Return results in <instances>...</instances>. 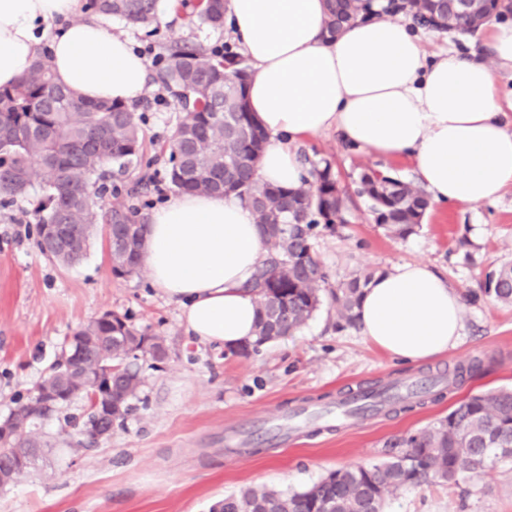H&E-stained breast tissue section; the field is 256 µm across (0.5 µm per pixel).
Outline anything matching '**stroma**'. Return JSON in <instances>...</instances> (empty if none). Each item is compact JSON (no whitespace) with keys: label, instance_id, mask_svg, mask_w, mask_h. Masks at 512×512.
Masks as SVG:
<instances>
[{"label":"stroma","instance_id":"1","mask_svg":"<svg viewBox=\"0 0 512 512\" xmlns=\"http://www.w3.org/2000/svg\"><path fill=\"white\" fill-rule=\"evenodd\" d=\"M103 24L130 36L149 63L173 38L211 47L234 43L231 26L214 30L190 22L166 2L150 27H131L117 17ZM416 33L429 56L449 47L465 56H492L479 33L421 27ZM130 108L144 118L145 159L163 171L180 107L151 81ZM299 157L304 164L330 160L347 188L369 167L416 180L409 162L353 149L333 132L309 137ZM38 201L33 192L0 206V419L19 397L31 394L73 332L104 312L125 316L145 335L163 337L168 356L162 362L147 354L133 360L143 385L110 438L88 445L78 434L75 424L87 411L82 397L43 422L45 445L25 474L0 487V512H209L215 501L242 489L303 490L332 471L387 460L390 439L445 417L473 394L512 388V304L484 291L489 275L512 262L511 188L491 205L432 206L421 227L405 238L374 224L358 198L344 227L317 233L314 247L331 282L423 262L460 292L459 345L420 365L392 359L358 328L337 326L327 306L293 335L246 355L197 343L181 326L177 306L151 287L148 271L113 275L103 228H96L87 256L71 267L48 260L33 239H17L15 222L35 223ZM475 360L481 371L406 411H382L336 431L310 417L301 434L281 447L265 436L233 454L224 446L226 425L273 430L279 418L335 407L349 391L444 379L455 366ZM385 512H512V466L391 494Z\"/></svg>","mask_w":512,"mask_h":512}]
</instances>
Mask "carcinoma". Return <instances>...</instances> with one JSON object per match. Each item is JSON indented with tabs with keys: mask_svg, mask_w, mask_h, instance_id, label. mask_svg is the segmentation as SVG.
Wrapping results in <instances>:
<instances>
[{
	"mask_svg": "<svg viewBox=\"0 0 512 512\" xmlns=\"http://www.w3.org/2000/svg\"><path fill=\"white\" fill-rule=\"evenodd\" d=\"M89 7L105 17H120L132 26H148L157 19L160 0H90ZM225 0L194 5L200 23L224 26ZM405 15H429L440 20L448 12L445 0H405ZM327 27L342 33L372 12V0H327ZM482 26L470 16H455L449 31L472 34ZM158 77L184 109L169 146L164 179L177 194L198 192L234 195L252 211L267 254L247 288L257 305L253 341L241 348H258L299 329L319 308L322 293L348 326L357 325L356 308L373 278L363 273L334 288L316 254V229L329 231L347 223L350 200L330 162L314 165L301 185L273 186L256 178L267 134L249 110L246 88L250 69L230 51L223 53L201 43L181 39L162 47ZM142 119L114 100L87 101L58 84L49 59L37 56L16 85L0 87V204L8 205L36 187L40 192L36 246L47 259L63 266L81 262L92 243L96 224H124L130 230L125 248L108 247L112 273H139L145 250V219L126 199L147 193L157 173L148 170L123 186L112 187V203L93 198L95 186L124 173L141 156ZM356 194L369 204L375 224L405 238L420 227L431 208L426 193L388 171L368 168L358 177ZM47 224H64L70 245L53 249L45 243ZM487 290L512 303V264L488 278ZM69 351L83 350L85 362L112 361L119 365L136 353L166 350L159 337L147 338L119 315L106 312L77 329ZM69 364L52 365L34 387L51 386ZM141 380L126 366L112 381V402L121 411V424L131 410ZM58 408L41 413L34 408L18 436V443L40 448L44 441L35 425ZM399 449L389 460L369 467L358 465L329 473L304 490L245 489L219 500L222 512H384L386 496L419 487L431 479L455 482L498 464H512V389L501 388L469 396L448 416L390 442Z\"/></svg>",
	"mask_w": 512,
	"mask_h": 512,
	"instance_id": "carcinoma-1",
	"label": "carcinoma"
}]
</instances>
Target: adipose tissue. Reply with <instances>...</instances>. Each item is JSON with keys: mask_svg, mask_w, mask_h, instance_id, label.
Segmentation results:
<instances>
[{"mask_svg": "<svg viewBox=\"0 0 512 512\" xmlns=\"http://www.w3.org/2000/svg\"><path fill=\"white\" fill-rule=\"evenodd\" d=\"M80 0H0V86L17 84L47 50L59 84L89 100L129 103L147 66ZM233 37L253 69L246 96L269 136L256 170L294 187L305 171L297 142L325 131L371 154L410 161L432 202L496 201L512 188V131L487 62L454 49L427 59L408 23L359 22L336 37L325 0H228ZM150 284L177 305L187 335L236 348L251 341L256 304L246 285L266 246L233 196L181 193L146 226ZM361 336L405 364L454 348L460 293L422 263L376 274L357 308Z\"/></svg>", "mask_w": 512, "mask_h": 512, "instance_id": "obj_1", "label": "adipose tissue"}]
</instances>
